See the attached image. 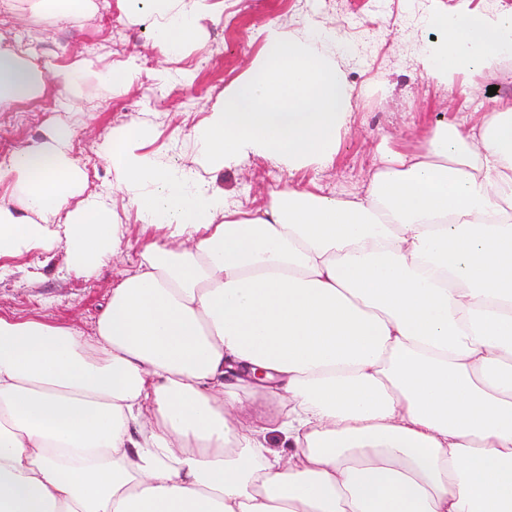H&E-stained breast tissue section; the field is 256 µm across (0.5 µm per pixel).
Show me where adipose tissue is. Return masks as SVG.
Here are the masks:
<instances>
[{"instance_id":"1","label":"adipose tissue","mask_w":512,"mask_h":512,"mask_svg":"<svg viewBox=\"0 0 512 512\" xmlns=\"http://www.w3.org/2000/svg\"><path fill=\"white\" fill-rule=\"evenodd\" d=\"M180 2L135 0L169 54L209 9ZM435 23L438 83L512 53V14ZM44 82L0 37V103ZM70 134L0 169L27 187L0 257L57 244L34 218L83 187ZM423 140L364 193L288 186L246 212L142 154L138 126L103 141L168 236L93 333L0 316V512H512V113ZM78 200L65 242L93 267L121 227Z\"/></svg>"}]
</instances>
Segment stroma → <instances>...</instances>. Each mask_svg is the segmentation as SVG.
I'll return each instance as SVG.
<instances>
[{"mask_svg":"<svg viewBox=\"0 0 512 512\" xmlns=\"http://www.w3.org/2000/svg\"><path fill=\"white\" fill-rule=\"evenodd\" d=\"M192 42L177 56L154 44V32L134 19L124 0H92L91 13L67 16L36 11L31 0H0L11 17L0 34L25 41L26 58L47 73L73 59H88L76 94L58 97L46 82L32 98L0 105V122L10 125L20 145L46 140L56 128L73 125L66 151L75 166L96 152L112 130L134 123L144 128L143 150L159 165L185 169L194 178L223 190L224 206L248 211L271 191L286 186L321 193H353L373 175L381 155L415 151L425 130L466 118L480 127L504 102H512V55L491 74L469 71L452 85L425 75L426 56L443 34L434 20L461 13H511L512 0H333L325 8L302 11L296 0H212ZM285 39L317 38L332 56L350 95V113L337 137L332 160H311L298 168L249 150L215 169L204 157L196 131L218 104L225 88L244 79L265 54V31ZM120 35L122 58L112 54ZM131 69L135 83L121 94L100 74ZM496 94H489V86ZM99 174L86 180L84 194L97 195L124 236L106 264L76 269L65 246L46 252L22 251L0 258V313L33 316L92 330L107 305L112 286L135 268L145 243L157 229H143L123 201L111 164L98 158Z\"/></svg>","mask_w":512,"mask_h":512,"instance_id":"stroma-1","label":"stroma"}]
</instances>
